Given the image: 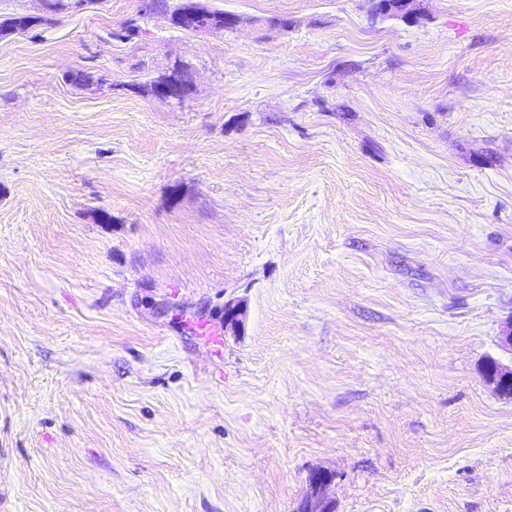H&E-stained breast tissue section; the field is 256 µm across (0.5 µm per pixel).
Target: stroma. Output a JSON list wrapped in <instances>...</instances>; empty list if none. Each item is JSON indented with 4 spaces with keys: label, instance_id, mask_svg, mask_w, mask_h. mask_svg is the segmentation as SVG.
<instances>
[{
    "label": "stroma",
    "instance_id": "35a3bbf8",
    "mask_svg": "<svg viewBox=\"0 0 512 512\" xmlns=\"http://www.w3.org/2000/svg\"><path fill=\"white\" fill-rule=\"evenodd\" d=\"M211 3L0 38V512H512V0ZM371 21L383 20L388 17L399 18L406 22L415 21L416 14L412 7L414 0H370ZM484 375L501 395L512 397V366H504L490 359L484 367ZM333 482L329 473H315L309 478V492L297 504L293 512H334L328 497Z\"/></svg>",
    "mask_w": 512,
    "mask_h": 512
}]
</instances>
